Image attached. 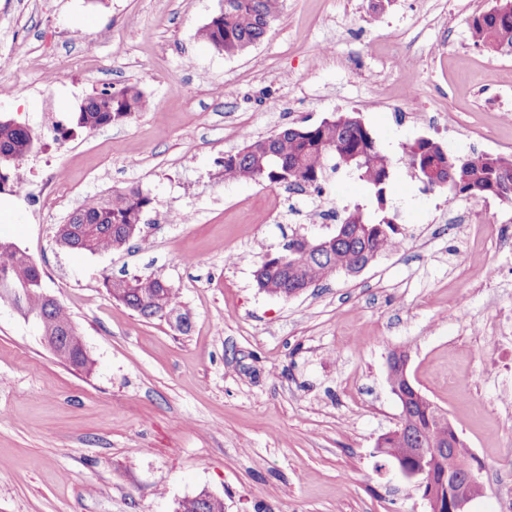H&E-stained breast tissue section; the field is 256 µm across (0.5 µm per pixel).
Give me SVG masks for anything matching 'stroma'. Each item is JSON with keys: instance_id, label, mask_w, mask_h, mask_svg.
<instances>
[{"instance_id": "35a3bbf8", "label": "stroma", "mask_w": 512, "mask_h": 512, "mask_svg": "<svg viewBox=\"0 0 512 512\" xmlns=\"http://www.w3.org/2000/svg\"><path fill=\"white\" fill-rule=\"evenodd\" d=\"M494 3L284 0L261 42L227 56L198 35L220 0H0V115L43 141L26 190L0 191L12 204L0 238L37 263L91 361H60L33 318L0 302V512H177L202 493L224 512H428L377 449L401 412L396 348L482 467L470 512H512V257L449 223L461 200L400 162L422 136L455 155L512 156L499 118L512 53L474 47L468 29ZM405 46L413 58L394 66ZM89 55L110 69L87 70ZM410 79L423 94L393 111ZM127 85L151 111L55 139L53 122L87 95ZM336 112L356 113L398 161L387 199L400 245L294 297L260 291L265 254L334 227L308 222L309 202L285 186L224 181L220 163L241 147L239 126L265 136ZM46 164L68 175L57 203L39 188ZM132 185L153 206L128 244L85 254L58 242L86 197ZM275 196L281 213L265 220ZM149 275L178 291L188 330L104 287Z\"/></svg>"}]
</instances>
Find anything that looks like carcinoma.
Wrapping results in <instances>:
<instances>
[{"mask_svg": "<svg viewBox=\"0 0 512 512\" xmlns=\"http://www.w3.org/2000/svg\"><path fill=\"white\" fill-rule=\"evenodd\" d=\"M282 0H224V11L199 30L200 38L227 56L247 52L267 33L281 11ZM470 38L487 51L512 50V12H481L468 24ZM70 117V126L57 124L56 137L67 139L82 131L123 123L151 108V102L135 86L118 92L103 89L83 100ZM38 137L28 127L0 117V183L21 177L22 164L36 149ZM406 165L429 190L440 189L448 199L494 196L512 203V162L505 164L488 153L466 157L448 154L443 144L420 137L404 150ZM227 182L266 181L290 187H320L332 174L357 177L376 203L369 215L362 205L344 211L334 233L320 237H292L281 249L266 255L254 272L257 288L284 297L312 287L333 273L362 265L371 252H384L397 244L395 215L387 207V187L394 163L376 145L371 132L354 112L338 113L329 124L284 127L270 135L250 136L220 163ZM153 200L135 186L101 197L88 198L58 225L57 240L64 246L90 254L122 248L139 231ZM326 244L320 251L310 245ZM18 246L0 239V301L15 288H26L19 312L45 321L47 335L57 338L67 351L63 361L84 368L89 359L75 337L78 331L65 308L43 296L42 274L28 256L16 255ZM105 287L113 299L138 315L160 318L161 306L178 312L176 326L189 327L180 312L179 295L158 277L108 279ZM412 431L426 446L440 445L448 433L436 420L439 407L425 396L412 400ZM178 512H224V503L202 494L184 500Z\"/></svg>", "mask_w": 512, "mask_h": 512, "instance_id": "obj_1", "label": "carcinoma"}]
</instances>
